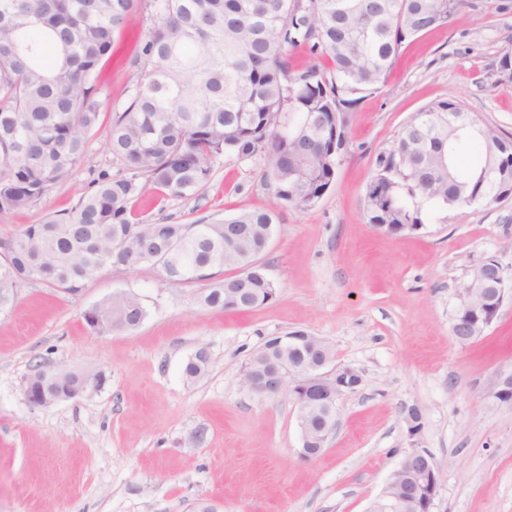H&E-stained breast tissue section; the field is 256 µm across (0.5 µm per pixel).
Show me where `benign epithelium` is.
Wrapping results in <instances>:
<instances>
[{
	"mask_svg": "<svg viewBox=\"0 0 512 512\" xmlns=\"http://www.w3.org/2000/svg\"><path fill=\"white\" fill-rule=\"evenodd\" d=\"M512 292L509 268L493 256L481 258L469 269V282L459 293V306L478 312L488 304L500 314L506 296ZM491 323L480 326L472 322L455 321L451 330L460 341H470L483 334ZM304 348L315 356L311 363H298L281 358L265 371L261 378H244L248 388L265 396L288 392L299 406L301 448L298 454L305 460L318 456L336 429V402L350 392L353 385L346 384L350 376H359L354 368L336 365L324 350L322 339L309 333L303 336ZM512 373L500 375L491 397L505 405L512 402ZM440 486V469L427 450L411 446L405 450L391 471L382 493L374 499L366 512H433Z\"/></svg>",
	"mask_w": 512,
	"mask_h": 512,
	"instance_id": "obj_1",
	"label": "benign epithelium"
}]
</instances>
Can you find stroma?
Masks as SVG:
<instances>
[{"mask_svg":"<svg viewBox=\"0 0 512 512\" xmlns=\"http://www.w3.org/2000/svg\"><path fill=\"white\" fill-rule=\"evenodd\" d=\"M149 23L133 15L100 81V123L71 175L30 207L0 213V240L46 215L71 211L94 172L118 173L105 141L140 74L133 59ZM512 50V0H467L447 25L406 41L385 86L348 114L336 181L311 208L277 207L263 156L221 159L187 200L134 203V219L208 222L276 209L259 256L276 298L241 312L197 302L204 284L169 285L148 264L106 268L69 295L23 282L0 311V512H366L410 446L441 469L435 512H512V406L490 396L512 369V301L481 338L451 333L458 293L476 260L512 266V201L429 207L425 226L389 235L367 222L377 157L425 106L450 100L512 137V83L498 61ZM117 293L147 311L130 333L96 335L84 311ZM304 329L336 363L361 375L336 405V430L315 459H300L297 408L242 383L271 336ZM206 351V374L183 368ZM103 373L89 397L44 407L24 386L36 371ZM420 412L410 432L408 408Z\"/></svg>","mask_w":512,"mask_h":512,"instance_id":"stroma-1","label":"stroma"}]
</instances>
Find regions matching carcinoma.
Returning a JSON list of instances; mask_svg holds the SVG:
<instances>
[{
    "label": "carcinoma",
    "mask_w": 512,
    "mask_h": 512,
    "mask_svg": "<svg viewBox=\"0 0 512 512\" xmlns=\"http://www.w3.org/2000/svg\"><path fill=\"white\" fill-rule=\"evenodd\" d=\"M465 0H0V213L26 208L67 178L86 152V134L100 121L97 79L129 16L151 25L141 47V72L126 106L107 131L112 158L131 176L101 173L74 209L27 226L0 263V309L18 284L43 281L68 294L107 267L132 262L162 270L171 286L226 276L198 296L245 309L276 296L254 264L277 215L240 211L207 224L130 220L132 203L159 194L187 200L211 180L224 156L263 155L282 206L321 199L336 175L333 139L345 140L336 113L383 87L402 44L447 25ZM329 60L300 68L290 51ZM465 109L429 104L377 159L365 195L368 221L422 224L425 206L480 204L512 198V141L476 125L450 143L441 125ZM499 175L482 178L488 157ZM147 312L132 296L83 316L97 334L135 331ZM205 351L185 365L187 380L208 369ZM42 370L35 392L105 383L101 373Z\"/></svg>",
    "instance_id": "1"
}]
</instances>
